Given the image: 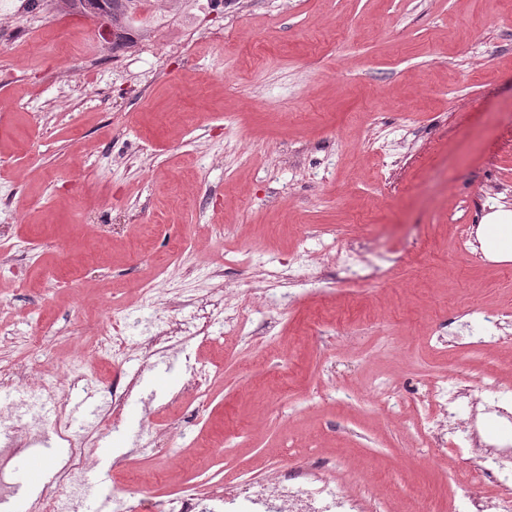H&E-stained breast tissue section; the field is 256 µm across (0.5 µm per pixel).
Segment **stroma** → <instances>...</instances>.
<instances>
[{"mask_svg":"<svg viewBox=\"0 0 512 512\" xmlns=\"http://www.w3.org/2000/svg\"><path fill=\"white\" fill-rule=\"evenodd\" d=\"M152 13L159 26L115 49L46 0H0V256L15 263L0 331L38 322L59 365L91 350L79 315L124 302L136 324L143 281L191 311L242 303L244 333L217 324L188 352L102 368L100 406L141 369L125 420L149 409L168 431L153 451L115 437L93 462L105 489L156 512L201 482L311 465L359 512L429 494L447 512L475 463L422 447L430 383L487 372L512 402V261L478 241L484 216L512 210V0ZM217 257L223 276L190 272ZM486 312L500 338L474 353ZM198 363L223 368L201 410L177 397ZM152 470L167 483L139 494Z\"/></svg>","mask_w":512,"mask_h":512,"instance_id":"stroma-1","label":"stroma"}]
</instances>
